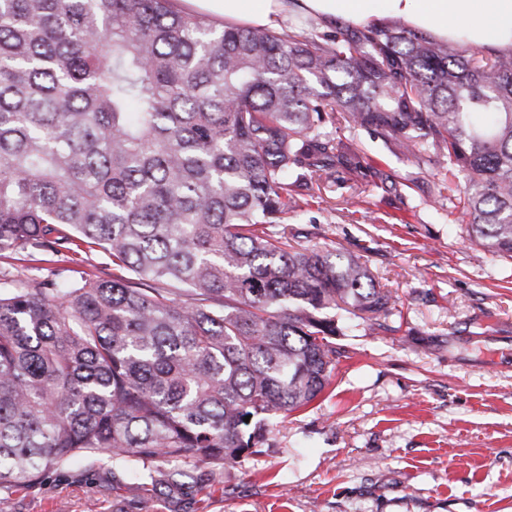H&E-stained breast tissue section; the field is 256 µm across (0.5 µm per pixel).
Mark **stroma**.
<instances>
[{"mask_svg":"<svg viewBox=\"0 0 512 512\" xmlns=\"http://www.w3.org/2000/svg\"><path fill=\"white\" fill-rule=\"evenodd\" d=\"M339 135L389 184H321L278 230L296 248L359 256L397 299L386 329L343 316L324 392L222 473L200 464L184 486L143 490L102 460L16 490L0 512H512V259L449 222L433 171L360 127ZM80 270L108 278L113 266L100 252L79 268L61 254L0 257L11 280Z\"/></svg>","mask_w":512,"mask_h":512,"instance_id":"1","label":"stroma"}]
</instances>
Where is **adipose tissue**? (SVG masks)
I'll use <instances>...</instances> for the list:
<instances>
[{"label": "adipose tissue", "instance_id": "adipose-tissue-1", "mask_svg": "<svg viewBox=\"0 0 512 512\" xmlns=\"http://www.w3.org/2000/svg\"><path fill=\"white\" fill-rule=\"evenodd\" d=\"M188 10L229 23L276 28L295 15L354 26L399 20L438 39L512 50V0H180Z\"/></svg>", "mask_w": 512, "mask_h": 512}]
</instances>
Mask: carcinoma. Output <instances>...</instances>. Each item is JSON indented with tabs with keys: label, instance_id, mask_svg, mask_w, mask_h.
Instances as JSON below:
<instances>
[{
	"label": "carcinoma",
	"instance_id": "cac0c4a2",
	"mask_svg": "<svg viewBox=\"0 0 512 512\" xmlns=\"http://www.w3.org/2000/svg\"><path fill=\"white\" fill-rule=\"evenodd\" d=\"M317 28L0 0V253L102 250L116 271L0 287V494L103 457L141 486L220 472L322 394L329 312L383 327L395 299L358 256L271 229L329 175L367 181L329 127L437 169L452 223L512 259V51Z\"/></svg>",
	"mask_w": 512,
	"mask_h": 512
}]
</instances>
